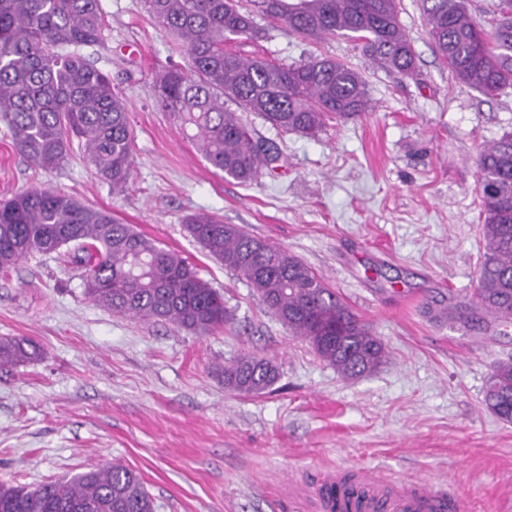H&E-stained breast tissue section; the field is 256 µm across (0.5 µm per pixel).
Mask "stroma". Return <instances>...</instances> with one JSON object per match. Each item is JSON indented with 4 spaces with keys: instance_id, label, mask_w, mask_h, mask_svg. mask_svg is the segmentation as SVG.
I'll list each match as a JSON object with an SVG mask.
<instances>
[{
    "instance_id": "35a3bbf8",
    "label": "stroma",
    "mask_w": 512,
    "mask_h": 512,
    "mask_svg": "<svg viewBox=\"0 0 512 512\" xmlns=\"http://www.w3.org/2000/svg\"><path fill=\"white\" fill-rule=\"evenodd\" d=\"M112 81L135 136L125 192L113 193L73 150L34 170L0 122V200L60 190L179 253L223 294L230 324L197 336L112 314L84 294L64 252L0 273V338L24 337L34 361L0 369V482L36 487L108 461L134 469L155 512H313L324 474L366 468L463 494L469 512H512V424L482 403L512 326H474L485 251L476 158L512 131V96L488 98L444 67L421 0H400L413 75L376 68L353 41L309 42L270 29L234 49L279 64L309 55L352 63L369 112L318 138L247 120L282 155L248 184L215 171L154 89L174 57L143 0H104ZM205 212L271 240L323 275L389 350L378 372L343 379L251 288L186 232ZM252 350L275 359L268 392L225 390L217 370Z\"/></svg>"
}]
</instances>
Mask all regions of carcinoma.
<instances>
[{
	"label": "carcinoma",
	"mask_w": 512,
	"mask_h": 512,
	"mask_svg": "<svg viewBox=\"0 0 512 512\" xmlns=\"http://www.w3.org/2000/svg\"><path fill=\"white\" fill-rule=\"evenodd\" d=\"M187 67L155 79L158 100L204 159L241 182L275 171L280 152L242 119L252 112L283 132L316 137L330 120L370 108L367 84L349 64L315 56L278 64L226 49L261 40L260 21L279 22L310 41L342 36L377 67L410 76L416 53L399 21V0H145ZM430 39L459 82L489 96L512 95V0H498L485 28L468 0H422ZM103 0H0V118L32 167L51 171L79 141L87 163L112 191L128 184L134 139L123 94L85 54L104 45ZM235 105L230 109L227 103ZM482 235L478 308L512 324V132L482 147ZM213 259L252 288L256 299L307 340L346 380L377 372L388 350L371 325L342 302L300 258L213 215L184 220ZM76 245L86 296L119 316L167 322L208 335L232 320L224 297L177 253L73 197L31 189L0 203V270L35 254ZM25 338L0 339V368L35 358ZM224 388L260 394L278 379L277 364L243 353L221 368ZM483 403L512 423V358L497 361ZM0 512H155L141 477L106 463L70 480L35 488L0 484Z\"/></svg>",
	"instance_id": "cac0c4a2"
}]
</instances>
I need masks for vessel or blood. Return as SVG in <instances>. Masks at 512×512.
<instances>
[{"instance_id": "vessel-or-blood-1", "label": "vessel or blood", "mask_w": 512, "mask_h": 512, "mask_svg": "<svg viewBox=\"0 0 512 512\" xmlns=\"http://www.w3.org/2000/svg\"><path fill=\"white\" fill-rule=\"evenodd\" d=\"M313 497L316 512H334L337 499L346 497L360 500L363 512H467L468 509L463 496H447L431 482L408 485L361 469L325 475L323 485Z\"/></svg>"}]
</instances>
